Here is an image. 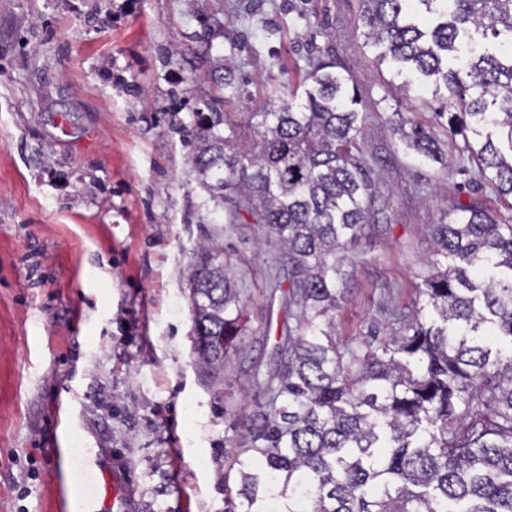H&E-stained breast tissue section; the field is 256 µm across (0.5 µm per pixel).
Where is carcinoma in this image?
<instances>
[{"instance_id":"cac0c4a2","label":"carcinoma","mask_w":512,"mask_h":512,"mask_svg":"<svg viewBox=\"0 0 512 512\" xmlns=\"http://www.w3.org/2000/svg\"><path fill=\"white\" fill-rule=\"evenodd\" d=\"M366 44L397 74L442 81L448 131L481 177L512 197V0H417L444 18L410 17L409 0H362ZM349 79L322 64L247 138L227 112L198 121L190 164L229 224L245 218L284 248L297 334L251 454L224 477V512H512V224L481 201L430 225L426 306L394 312L399 332L353 348L332 339L346 288L342 250L371 223L374 181L363 113ZM391 133L439 160L429 131L408 119ZM194 344L217 379L247 331L245 303L206 247L188 277Z\"/></svg>"}]
</instances>
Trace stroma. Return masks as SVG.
<instances>
[{
  "mask_svg": "<svg viewBox=\"0 0 512 512\" xmlns=\"http://www.w3.org/2000/svg\"><path fill=\"white\" fill-rule=\"evenodd\" d=\"M361 0H0V512H224V473L287 354L280 248L228 224L192 172L195 115L264 112L319 60L349 76L375 225L345 250L336 340L419 298L426 227L471 198L512 223L441 118L376 66ZM443 152L404 151L395 113ZM247 303L212 383L187 279L201 244Z\"/></svg>",
  "mask_w": 512,
  "mask_h": 512,
  "instance_id": "stroma-1",
  "label": "stroma"
}]
</instances>
